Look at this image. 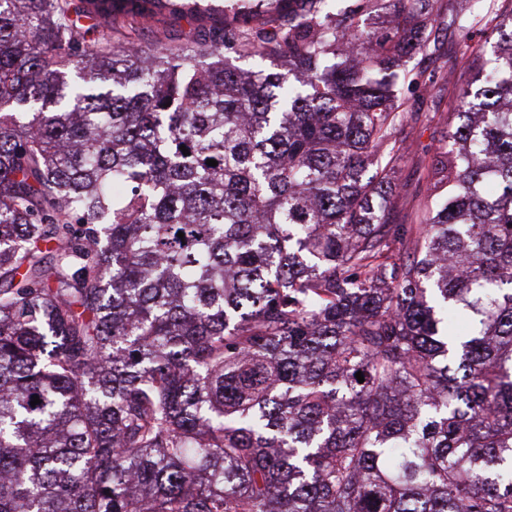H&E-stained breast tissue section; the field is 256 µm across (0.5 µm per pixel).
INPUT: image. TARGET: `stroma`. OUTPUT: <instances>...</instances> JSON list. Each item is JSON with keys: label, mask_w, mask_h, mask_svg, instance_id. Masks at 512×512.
<instances>
[{"label": "stroma", "mask_w": 512, "mask_h": 512, "mask_svg": "<svg viewBox=\"0 0 512 512\" xmlns=\"http://www.w3.org/2000/svg\"><path fill=\"white\" fill-rule=\"evenodd\" d=\"M221 15L198 20L186 13L172 11L170 7L157 9L154 18L138 33L142 45L166 44L182 47L211 41L215 31L221 29ZM433 34L440 45L438 55L430 58L413 56L405 59L407 81L404 92L411 107L396 132L402 150L395 163L397 186L393 193L391 217L396 224L424 223L429 212L442 194L431 191L427 181L433 152L448 129V115L457 111L460 86L471 82L475 70L458 58L459 45L448 30V0H436ZM455 69L452 83H441L439 96L433 97L422 87L424 74H446Z\"/></svg>", "instance_id": "1"}]
</instances>
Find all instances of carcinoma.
Returning a JSON list of instances; mask_svg holds the SVG:
<instances>
[{"label": "carcinoma", "mask_w": 512, "mask_h": 512, "mask_svg": "<svg viewBox=\"0 0 512 512\" xmlns=\"http://www.w3.org/2000/svg\"><path fill=\"white\" fill-rule=\"evenodd\" d=\"M468 2L446 198L393 224L435 0L232 4L204 49L0 0V512H512V12Z\"/></svg>", "instance_id": "1"}]
</instances>
